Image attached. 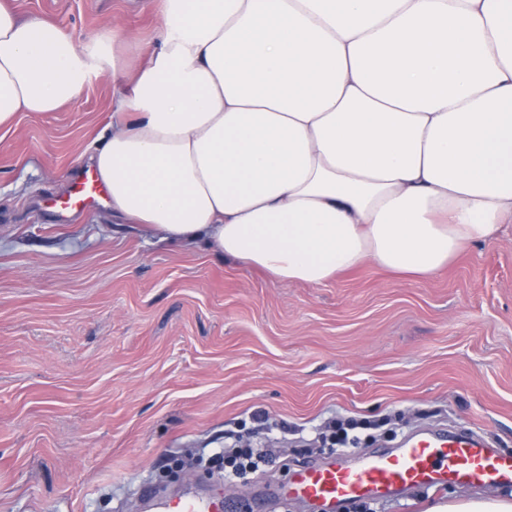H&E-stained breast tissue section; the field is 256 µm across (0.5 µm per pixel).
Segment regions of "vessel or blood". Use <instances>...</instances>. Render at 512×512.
Masks as SVG:
<instances>
[{
    "label": "vessel or blood",
    "instance_id": "b4317fda",
    "mask_svg": "<svg viewBox=\"0 0 512 512\" xmlns=\"http://www.w3.org/2000/svg\"><path fill=\"white\" fill-rule=\"evenodd\" d=\"M108 200L95 169L87 167L71 178L67 191L53 199L52 206L64 219L105 207ZM451 484L474 489L512 486V456L498 454L473 431L430 430L410 434L396 448L373 451L355 461L301 464L282 492L312 504L318 512H337L356 500L387 501L412 488L440 489ZM142 495L153 512H238L236 502L224 495L185 492L162 498L148 488Z\"/></svg>",
    "mask_w": 512,
    "mask_h": 512
}]
</instances>
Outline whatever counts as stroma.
I'll return each mask as SVG.
<instances>
[{"label":"stroma","mask_w":512,"mask_h":512,"mask_svg":"<svg viewBox=\"0 0 512 512\" xmlns=\"http://www.w3.org/2000/svg\"><path fill=\"white\" fill-rule=\"evenodd\" d=\"M10 3L79 44L115 29L136 52L0 130V512H141L180 456L203 464L174 489L247 505L299 461L352 456L329 438L336 417L376 423L373 450L439 424L512 455V224L430 277L370 262L309 285L107 209L58 223L44 200L158 51L162 0ZM244 432L271 458L225 479L218 452ZM464 494L419 488L341 512H427Z\"/></svg>","instance_id":"obj_1"}]
</instances>
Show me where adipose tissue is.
Wrapping results in <instances>:
<instances>
[{
  "label": "adipose tissue",
  "mask_w": 512,
  "mask_h": 512,
  "mask_svg": "<svg viewBox=\"0 0 512 512\" xmlns=\"http://www.w3.org/2000/svg\"><path fill=\"white\" fill-rule=\"evenodd\" d=\"M90 162L113 215L310 285L512 223V0H165ZM0 0V127L116 67Z\"/></svg>",
  "instance_id": "ef3b65f1"
}]
</instances>
